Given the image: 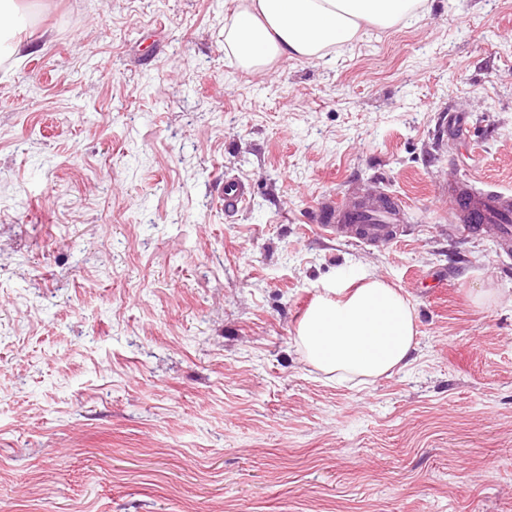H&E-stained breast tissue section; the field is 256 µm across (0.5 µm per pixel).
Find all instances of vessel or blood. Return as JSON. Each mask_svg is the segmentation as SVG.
<instances>
[{
    "label": "vessel or blood",
    "mask_w": 512,
    "mask_h": 512,
    "mask_svg": "<svg viewBox=\"0 0 512 512\" xmlns=\"http://www.w3.org/2000/svg\"><path fill=\"white\" fill-rule=\"evenodd\" d=\"M451 223L466 234L490 229L512 244V194L493 187L477 188L468 181L452 185ZM403 210L387 195L368 196L350 202L340 201L319 215L324 230L362 242L375 243L396 239Z\"/></svg>",
    "instance_id": "obj_1"
}]
</instances>
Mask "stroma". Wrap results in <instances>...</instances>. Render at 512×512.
Returning a JSON list of instances; mask_svg holds the SVG:
<instances>
[{"instance_id": "stroma-1", "label": "stroma", "mask_w": 512, "mask_h": 512, "mask_svg": "<svg viewBox=\"0 0 512 512\" xmlns=\"http://www.w3.org/2000/svg\"><path fill=\"white\" fill-rule=\"evenodd\" d=\"M235 6L21 4L32 48L0 63V512H512V254L448 219L451 180L512 192V0H434L260 72L224 51ZM377 190L405 205L400 237L320 228L327 199ZM353 265L417 314L415 361L370 384L294 344ZM245 185L238 181L227 182L224 186V209L226 212H235L241 209L246 202Z\"/></svg>"}]
</instances>
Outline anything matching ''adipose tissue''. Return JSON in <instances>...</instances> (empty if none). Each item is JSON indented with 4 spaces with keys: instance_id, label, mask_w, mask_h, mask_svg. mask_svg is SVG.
Masks as SVG:
<instances>
[{
    "instance_id": "obj_1",
    "label": "adipose tissue",
    "mask_w": 512,
    "mask_h": 512,
    "mask_svg": "<svg viewBox=\"0 0 512 512\" xmlns=\"http://www.w3.org/2000/svg\"><path fill=\"white\" fill-rule=\"evenodd\" d=\"M431 0H238L224 24V49L239 67L259 71L286 57L320 60L352 45L365 27L420 21ZM19 0H0V62L21 53ZM356 288L326 286L300 318L295 343L305 363L329 379L370 383L407 367L416 349L415 309L368 269Z\"/></svg>"
}]
</instances>
